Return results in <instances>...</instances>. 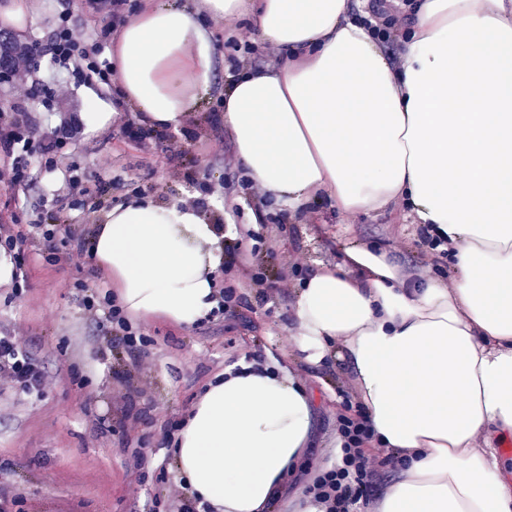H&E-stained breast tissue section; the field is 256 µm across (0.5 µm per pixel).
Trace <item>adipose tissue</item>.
Segmentation results:
<instances>
[{
	"label": "adipose tissue",
	"instance_id": "adipose-tissue-1",
	"mask_svg": "<svg viewBox=\"0 0 512 512\" xmlns=\"http://www.w3.org/2000/svg\"><path fill=\"white\" fill-rule=\"evenodd\" d=\"M349 0H163L109 56L120 104L92 101L90 133L119 106L158 129L217 100L249 176L285 208L402 201L455 247V285L401 275L364 245L312 270L296 347L323 366L341 345L371 424L411 456L375 512H512V0H419L390 57ZM253 17L287 51L223 78L206 20ZM221 238L193 206L134 197L108 210L93 258L135 317L190 325L216 307ZM311 397L288 371L229 367L172 436L190 495L263 512L303 459Z\"/></svg>",
	"mask_w": 512,
	"mask_h": 512
}]
</instances>
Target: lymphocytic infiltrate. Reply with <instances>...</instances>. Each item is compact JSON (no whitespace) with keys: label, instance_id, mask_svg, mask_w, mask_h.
<instances>
[{"label":"lymphocytic infiltrate","instance_id":"f902f5d3","mask_svg":"<svg viewBox=\"0 0 512 512\" xmlns=\"http://www.w3.org/2000/svg\"><path fill=\"white\" fill-rule=\"evenodd\" d=\"M105 6L112 22L98 27L87 42L75 37L76 24L69 11H61L57 17L44 52L52 60L72 64L70 77H61L55 71L48 77H39L24 52H17L12 57L6 78L12 106L9 111L0 113V153L13 155L18 146L26 144L32 118L24 104L36 93L49 88L56 100H63L67 96L68 80L72 77L99 89L111 90L112 67L104 53L117 27L130 23L138 7L130 0H105ZM49 218L52 227L42 232L32 229L24 233L16 225L0 224V247L10 248L22 240L39 251L50 250L54 227L67 221L65 206L52 208ZM281 230V225L269 224L264 232L258 233L240 224L236 227V238L225 239L224 271L229 274L230 281L217 290L221 311L235 313L251 295L263 302L290 298L291 285L304 274V265L299 259L289 257L271 273L263 261L264 254L274 252ZM247 239L253 242L248 250L243 247ZM84 308L87 320L99 323L105 346L123 347L130 355V367L123 377L125 390L116 400L117 408H125L127 387L133 381L143 379L149 370L141 328L120 306H113L110 320L104 325L99 322L93 302H85ZM53 381L45 367L20 348L15 335L0 332V389L41 392L50 388ZM340 392L344 402L336 415V459L331 465L318 469L306 491L312 494L320 512H367L387 493L389 472L404 464L408 453L403 450L381 454V442L356 387L345 384Z\"/></svg>","mask_w":512,"mask_h":512}]
</instances>
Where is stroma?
<instances>
[{"label":"stroma","mask_w":512,"mask_h":512,"mask_svg":"<svg viewBox=\"0 0 512 512\" xmlns=\"http://www.w3.org/2000/svg\"><path fill=\"white\" fill-rule=\"evenodd\" d=\"M38 13L34 28L19 34L0 28V39L34 47V63L48 70L50 59L42 49L62 8L78 19L80 35L111 23L108 11L87 13L84 0H31ZM208 30L224 55V73L233 75L236 47L246 39L259 58L256 68H272L283 62L285 52L263 40L254 23L243 19L212 21ZM95 89L76 83L62 106L47 111L31 108L33 127L25 154L32 186L13 187L0 182V220L27 227L56 201L65 176L76 179L69 197L71 223L83 225L94 235L102 221L97 203L115 206L139 193L164 203L197 201L205 215L222 213L224 182L240 188V211L234 221L249 224L252 208L241 163L225 170V155L235 154L231 131L219 122L218 105L205 104V142L186 143L187 155L196 160V175L188 181L174 177L182 158L166 150L165 142L143 149L134 131L140 126L136 113L122 110L112 126L61 145L62 164L48 166L40 142L47 123L80 116L88 111ZM111 183L108 195L98 187ZM268 217L284 222L281 253L300 251L308 267L341 265L347 248L375 245L387 249L407 272H417L421 262L417 228L403 204L388 209L345 214L327 197L320 196L289 216L276 200H269ZM55 244L59 258L47 260L27 243H17L24 258L25 276L19 282L0 283V331L15 334L57 381L46 393L17 389L0 391V499L9 512H166L169 488L180 487L177 464L164 433L183 418L210 379L229 366L242 363L247 353L259 354L263 364L288 370L310 392L315 427L303 461L280 488L281 512H295L300 495L315 469L335 457L336 414L342 398L341 381H353L346 362L335 359L322 369L305 362L296 349L293 300L277 304L252 301L236 315L207 316L191 326L161 319H141L145 350L151 364L146 393L129 402L126 411L112 407V389L127 372L129 359L117 349L99 354L100 333L84 318V298H92L100 312L109 310L110 288L96 271L92 258L68 260L69 240L58 229ZM139 419L136 449L123 447L124 414ZM146 460L136 469L135 456Z\"/></svg>","instance_id":"obj_1"}]
</instances>
